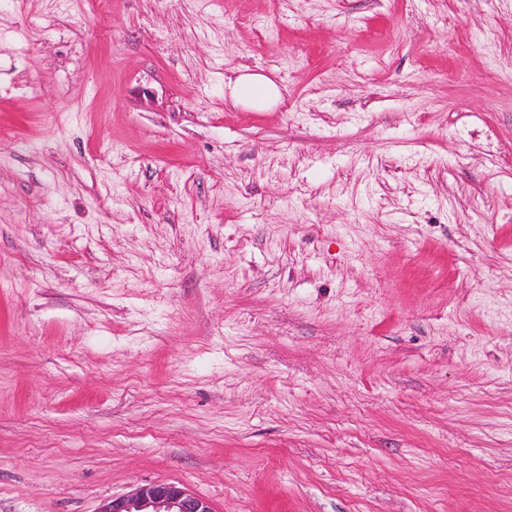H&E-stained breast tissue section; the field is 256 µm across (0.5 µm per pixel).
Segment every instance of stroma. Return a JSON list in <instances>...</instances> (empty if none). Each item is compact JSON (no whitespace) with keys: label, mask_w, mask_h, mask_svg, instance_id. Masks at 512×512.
<instances>
[{"label":"stroma","mask_w":512,"mask_h":512,"mask_svg":"<svg viewBox=\"0 0 512 512\" xmlns=\"http://www.w3.org/2000/svg\"><path fill=\"white\" fill-rule=\"evenodd\" d=\"M153 482L512 512V0H0V512ZM232 95L238 100L251 103L255 107L264 108L278 99L279 89L266 76L242 74L232 87Z\"/></svg>","instance_id":"stroma-1"}]
</instances>
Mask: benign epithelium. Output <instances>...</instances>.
I'll list each match as a JSON object with an SVG mask.
<instances>
[{"label":"benign epithelium","instance_id":"obj_1","mask_svg":"<svg viewBox=\"0 0 512 512\" xmlns=\"http://www.w3.org/2000/svg\"><path fill=\"white\" fill-rule=\"evenodd\" d=\"M96 512H214L211 503L178 483H149L100 504Z\"/></svg>","mask_w":512,"mask_h":512}]
</instances>
